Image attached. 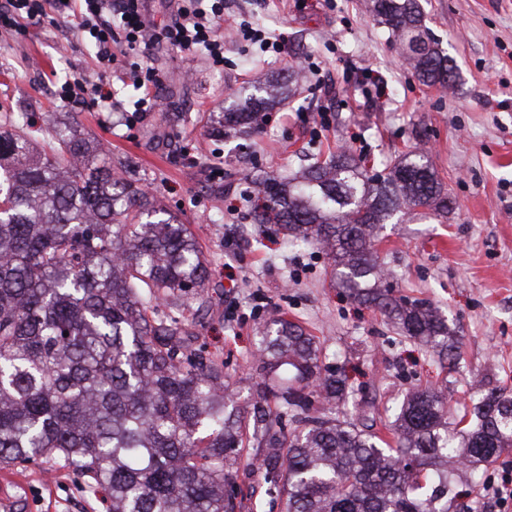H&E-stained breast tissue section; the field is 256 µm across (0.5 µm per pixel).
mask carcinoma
<instances>
[{
    "mask_svg": "<svg viewBox=\"0 0 512 512\" xmlns=\"http://www.w3.org/2000/svg\"><path fill=\"white\" fill-rule=\"evenodd\" d=\"M427 85L451 82L418 0H369ZM276 76L249 97L254 111L210 117L211 131L248 124L290 92ZM0 121V463L39 459L92 480L106 512H234L243 452L266 445L265 476L285 512H484L461 507L457 478L512 451V387H475L448 417L444 390L418 388L375 429L373 410L339 408L347 379L322 373L323 347L278 316L256 343L269 392L294 425L288 437L249 427L223 367L188 347L183 310L210 307L208 262L190 227L73 122L42 131ZM258 224L290 244L316 245L337 287L374 305L403 335L458 359L447 320L383 289L380 225L401 207L446 214L451 201L428 154L409 150L381 172L349 150L316 159L302 180H265ZM326 402L310 413L309 395ZM476 418L463 425L466 415Z\"/></svg>",
    "mask_w": 512,
    "mask_h": 512,
    "instance_id": "1",
    "label": "carcinoma"
}]
</instances>
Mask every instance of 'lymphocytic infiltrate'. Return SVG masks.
Returning <instances> with one entry per match:
<instances>
[{
    "label": "lymphocytic infiltrate",
    "mask_w": 512,
    "mask_h": 512,
    "mask_svg": "<svg viewBox=\"0 0 512 512\" xmlns=\"http://www.w3.org/2000/svg\"><path fill=\"white\" fill-rule=\"evenodd\" d=\"M74 22L81 39L96 49L99 69L95 79L75 77L61 85V100L72 104L91 103L98 111L112 109V42L122 36L128 49H136L148 35L179 51L204 49L212 65L224 63V0H177L174 20L152 32L144 0H0V34H23L26 27L44 21L48 12ZM120 31H113V23ZM129 77L138 91L132 103L128 126H135L148 113L158 110L157 89L161 77L152 70L131 71Z\"/></svg>",
    "instance_id": "lymphocytic-infiltrate-1"
}]
</instances>
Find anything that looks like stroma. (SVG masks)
Returning a JSON list of instances; mask_svg holds the SVG:
<instances>
[{
	"mask_svg": "<svg viewBox=\"0 0 512 512\" xmlns=\"http://www.w3.org/2000/svg\"><path fill=\"white\" fill-rule=\"evenodd\" d=\"M420 3L454 63L453 88L417 78L367 0H224L235 36L224 42L223 66L161 41L135 51L113 43V101L136 98L123 77L134 66L165 76L159 111L131 130L117 113L55 95L67 78L97 72L94 48L72 25L48 18L0 39V116L23 112L43 126L55 113L74 112L190 225L211 273L210 310L185 312L195 320L193 346L223 362L244 407L255 404L261 380L257 332L277 316L315 336L325 368H344L356 401L375 403L385 420L418 387L448 382L456 415L469 403L470 380L512 385V0ZM298 62L305 68L291 98L256 131L207 135L209 113ZM418 139L455 208L444 218L402 210L382 232L380 257L394 295L439 307L460 336L453 371L332 287V262L319 247L288 249L274 233L258 234L253 218L259 182L287 176L313 155L346 148L381 171ZM216 167L222 177H212ZM11 471L22 482L11 491L22 512H102L88 478L73 470L29 463ZM236 492V512H283L255 462L240 468Z\"/></svg>",
	"mask_w": 512,
	"mask_h": 512,
	"instance_id": "obj_1",
	"label": "stroma"
}]
</instances>
